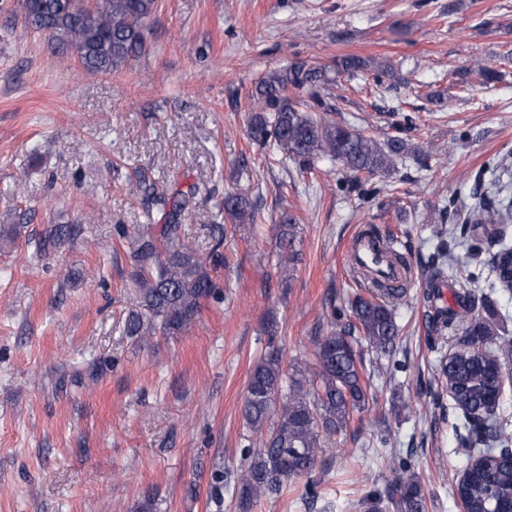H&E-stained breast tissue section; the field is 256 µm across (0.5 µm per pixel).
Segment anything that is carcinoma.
Wrapping results in <instances>:
<instances>
[{"instance_id": "1", "label": "carcinoma", "mask_w": 512, "mask_h": 512, "mask_svg": "<svg viewBox=\"0 0 512 512\" xmlns=\"http://www.w3.org/2000/svg\"><path fill=\"white\" fill-rule=\"evenodd\" d=\"M26 24L47 33L73 50L82 67L90 73L110 74L127 65L144 42V31L158 8V0H23ZM332 84L328 72L304 62L274 72L261 80L252 95L256 105L249 132L263 145L271 144L294 161L307 166L319 156L341 163L354 175H374L393 168L412 152L401 137L379 139L340 125L328 118L334 107L324 91ZM292 87L298 98L285 96ZM224 214L235 223L252 220L245 199L224 196ZM181 210L166 213L161 226L142 225L130 237L136 258L135 280L144 310L162 318L154 324L142 313L132 312L124 324L125 334L135 338L161 332L181 333L198 317L202 301L214 294L219 258L209 263L190 243L175 251H163V242L179 235ZM512 222V195L496 191L484 194L470 216L462 222L463 233L480 250L486 224ZM78 224H54L35 244L33 256H45L48 247L78 237ZM281 259L296 264L297 230L294 217L286 215L278 225ZM354 273L370 284L372 298L356 297L350 305V319L325 336L312 340L315 363L297 364L284 370L277 351L269 352L252 369L242 409L249 429L259 438V449L238 482V506L242 512L263 497L278 495L288 482L312 474L319 464L321 438L341 432L353 415L368 410L366 371L363 355L373 357L374 371L388 366L381 359L394 352L398 336L395 304L406 292L379 279L363 263H353ZM459 308L437 313L436 331L460 330L464 339L452 353L439 360L436 372L454 404L473 415L486 417L489 437L471 441L464 448L466 481L456 495L466 512H512V457L499 445L509 442L505 425H497V412L488 410L497 374L485 355L512 352V338L499 335L488 322L477 317L469 304L470 291L458 292ZM407 471L395 493L384 496L368 492L360 501L363 512H426L427 498L420 478L406 462Z\"/></svg>"}]
</instances>
